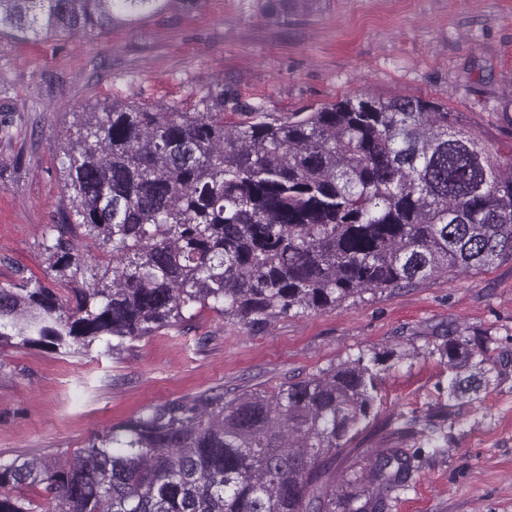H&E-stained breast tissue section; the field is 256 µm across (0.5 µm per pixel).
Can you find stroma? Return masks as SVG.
Here are the masks:
<instances>
[{
  "instance_id": "obj_1",
  "label": "stroma",
  "mask_w": 512,
  "mask_h": 512,
  "mask_svg": "<svg viewBox=\"0 0 512 512\" xmlns=\"http://www.w3.org/2000/svg\"><path fill=\"white\" fill-rule=\"evenodd\" d=\"M223 90L224 118L284 120L346 96L422 97L512 161V0H318L282 24L249 0H202L107 33L0 41V284H51L40 244L71 206L56 156L78 112L102 100L191 110ZM114 352L0 345V458L64 462L145 407L225 398L301 380L368 350L403 360L380 375L375 417L330 465L343 480L375 450L421 449L386 512H512V260L365 292L249 329L209 308ZM488 334L498 366L452 418L449 331ZM410 418L437 419L443 453Z\"/></svg>"
}]
</instances>
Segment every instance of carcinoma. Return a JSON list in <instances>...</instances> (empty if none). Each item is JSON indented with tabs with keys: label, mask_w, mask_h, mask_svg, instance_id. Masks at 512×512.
<instances>
[{
	"label": "carcinoma",
	"mask_w": 512,
	"mask_h": 512,
	"mask_svg": "<svg viewBox=\"0 0 512 512\" xmlns=\"http://www.w3.org/2000/svg\"><path fill=\"white\" fill-rule=\"evenodd\" d=\"M202 0H0V39L109 29ZM286 18L317 0H254ZM103 101L60 161L78 219L41 248L68 280L0 284V343L106 351L195 305L253 327L366 291L512 259V163L421 97L361 94L286 121L224 124ZM109 249L88 267L77 230ZM90 279L84 280L85 273ZM491 340L448 335V399L488 372ZM363 354L233 399L185 396L94 435L65 467L0 460V512H383L419 450L393 445L338 486L328 462L370 420L379 366Z\"/></svg>",
	"instance_id": "obj_1"
}]
</instances>
